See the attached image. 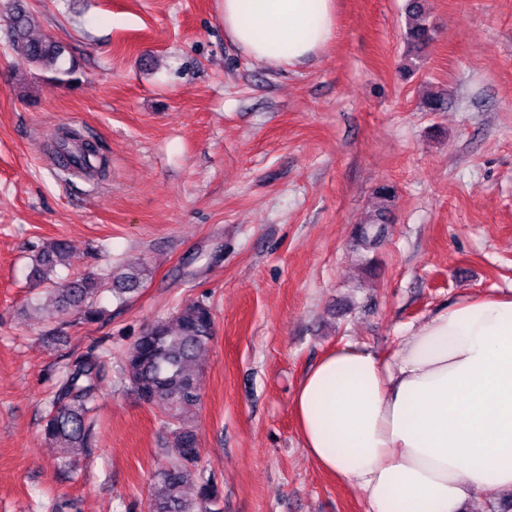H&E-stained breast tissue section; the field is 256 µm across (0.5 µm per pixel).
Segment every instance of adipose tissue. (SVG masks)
<instances>
[{
  "mask_svg": "<svg viewBox=\"0 0 512 512\" xmlns=\"http://www.w3.org/2000/svg\"><path fill=\"white\" fill-rule=\"evenodd\" d=\"M225 35L270 65L299 64L336 31L335 0H222ZM302 444L370 512H462L512 493V296L467 297L385 359L346 342L293 401Z\"/></svg>",
  "mask_w": 512,
  "mask_h": 512,
  "instance_id": "obj_1",
  "label": "adipose tissue"
}]
</instances>
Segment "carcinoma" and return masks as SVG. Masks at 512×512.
<instances>
[{"mask_svg":"<svg viewBox=\"0 0 512 512\" xmlns=\"http://www.w3.org/2000/svg\"><path fill=\"white\" fill-rule=\"evenodd\" d=\"M425 0H408L406 5L405 40L421 46L431 40L426 22ZM32 18L15 2L9 18L13 47L31 63L49 73L47 80L56 84L76 81L77 63L67 55V48L51 36L33 39L29 36ZM70 139L55 138L56 161L66 172L103 177L108 163L99 151H86ZM383 206L372 222L361 224L356 237L365 249L376 248L383 241L388 206L396 198V188L383 183L375 189ZM68 245L57 239L47 243L35 256L33 274L39 281L52 285L60 311L76 309L88 323L97 322L103 311L96 297L105 283L94 277L74 279L61 288L55 287L56 268L66 264ZM151 270L144 262L112 270L109 278L112 295L120 301L137 293ZM215 335V318L204 300L177 307L171 315L148 327L125 353L122 373L138 399L161 409V425L167 433L164 448L168 463L156 472L148 488L147 512H213L221 496L216 483L203 480L192 497L185 486L201 462L198 434L192 420L201 403L198 371L195 362L208 349ZM100 363L91 357H78L65 372L62 384L50 401V411L43 425V435L60 448H85L90 429L87 415L102 388Z\"/></svg>","mask_w":512,"mask_h":512,"instance_id":"carcinoma-1","label":"carcinoma"}]
</instances>
